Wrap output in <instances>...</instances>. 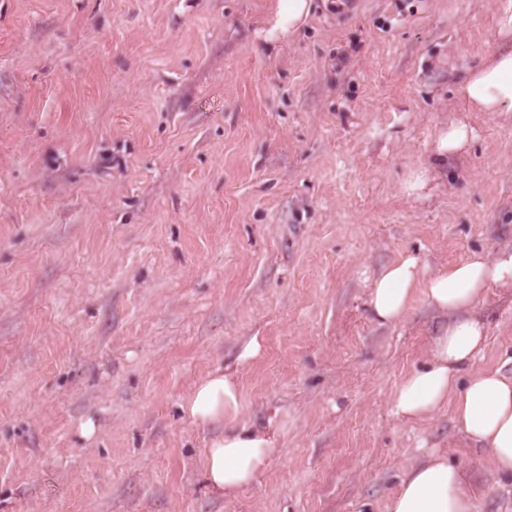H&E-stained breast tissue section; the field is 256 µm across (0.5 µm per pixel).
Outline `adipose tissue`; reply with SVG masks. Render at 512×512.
Here are the masks:
<instances>
[{"instance_id": "1", "label": "adipose tissue", "mask_w": 512, "mask_h": 512, "mask_svg": "<svg viewBox=\"0 0 512 512\" xmlns=\"http://www.w3.org/2000/svg\"><path fill=\"white\" fill-rule=\"evenodd\" d=\"M312 0H276L268 38L285 40L308 19ZM473 112H512V49L487 53L456 88ZM512 288V248L471 252L465 259L425 272L420 257L401 253L375 278L368 298L372 319L396 325L415 298L444 316L428 344V359L395 387L394 414L424 422L452 408L457 432L481 450L490 470L512 481V371L477 370L473 364L487 343L478 315L489 289ZM179 408L200 429L219 428L204 452L210 490L235 500L257 482L278 450L268 429L242 417V386L237 374L218 368L194 382ZM478 489L447 452L432 450L398 476L385 512H474Z\"/></svg>"}]
</instances>
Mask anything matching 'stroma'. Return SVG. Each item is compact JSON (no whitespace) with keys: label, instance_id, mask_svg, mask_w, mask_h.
Instances as JSON below:
<instances>
[{"label":"stroma","instance_id":"35a3bbf8","mask_svg":"<svg viewBox=\"0 0 512 512\" xmlns=\"http://www.w3.org/2000/svg\"><path fill=\"white\" fill-rule=\"evenodd\" d=\"M498 5L315 0L269 49L273 0H0V512L380 508L432 448L479 486L474 512H512L452 409L390 405L440 315L366 312L401 252L430 272L512 247V112L455 96L506 43ZM455 121L471 146L432 160ZM478 314L474 366H502L512 289ZM217 367L279 441L231 502L202 469L215 430L179 409Z\"/></svg>","mask_w":512,"mask_h":512}]
</instances>
